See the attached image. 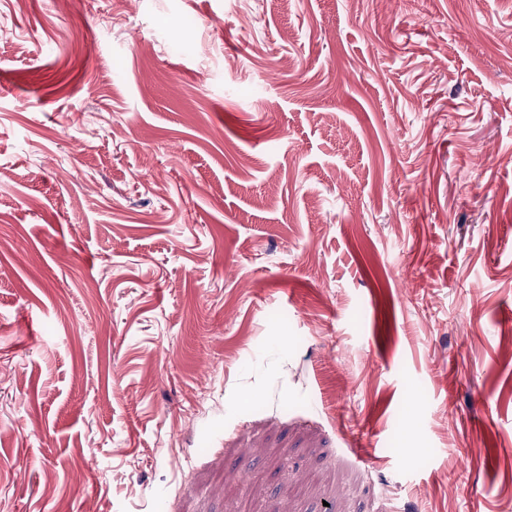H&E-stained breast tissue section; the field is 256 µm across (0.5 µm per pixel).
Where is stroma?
<instances>
[{"mask_svg": "<svg viewBox=\"0 0 512 512\" xmlns=\"http://www.w3.org/2000/svg\"><path fill=\"white\" fill-rule=\"evenodd\" d=\"M512 512V0H0V512Z\"/></svg>", "mask_w": 512, "mask_h": 512, "instance_id": "35a3bbf8", "label": "stroma"}]
</instances>
